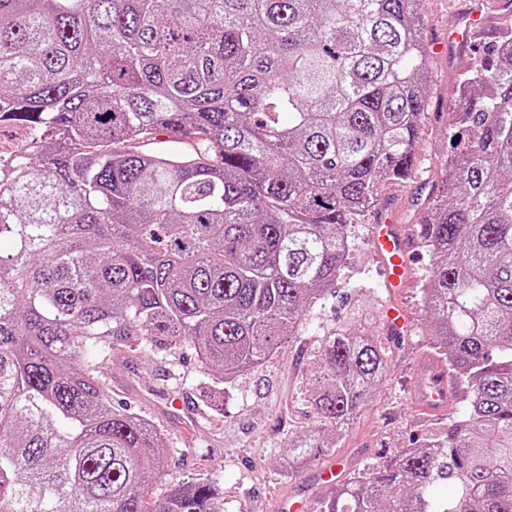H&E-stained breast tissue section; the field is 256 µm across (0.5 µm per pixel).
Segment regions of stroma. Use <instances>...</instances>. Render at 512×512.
Segmentation results:
<instances>
[{"mask_svg": "<svg viewBox=\"0 0 512 512\" xmlns=\"http://www.w3.org/2000/svg\"><path fill=\"white\" fill-rule=\"evenodd\" d=\"M475 5L485 18L482 43L449 56V29L465 8ZM421 10V37L431 81L416 162L408 180L386 185L381 193L382 201L389 203L403 224L412 223L414 214L441 188V162L451 143L449 117L458 107L454 91L462 73L484 55L492 33L512 30V11L498 8L496 0H423ZM349 239L351 256L335 297L311 311L303 336L285 344L263 366L226 383L219 401L206 397L210 378L188 347L173 350L163 360L117 351L101 367L100 376L111 389L113 402L148 418L162 433L166 467L152 485L154 496L193 477L210 481L219 490L224 512H278L279 504L289 498H317L316 473L330 462L352 469L383 463L397 449L409 447L459 416L456 408L443 416H426L411 404L414 386L425 378L435 358L420 293L428 254L418 251L414 285L400 298L413 324L407 335L398 337L385 326L384 307L390 296L385 275L369 249L366 225H351ZM356 311L370 314V321L360 329L378 337L388 350L387 377L334 448L317 460L288 466L289 439L316 423L304 399L305 380L324 337L350 325ZM175 372L180 373V382H173ZM177 393L189 398L198 411L196 418H186L168 406V397Z\"/></svg>", "mask_w": 512, "mask_h": 512, "instance_id": "1", "label": "stroma"}]
</instances>
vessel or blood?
I'll use <instances>...</instances> for the list:
<instances>
[{
  "label": "vessel or blood",
  "instance_id": "1",
  "mask_svg": "<svg viewBox=\"0 0 512 512\" xmlns=\"http://www.w3.org/2000/svg\"><path fill=\"white\" fill-rule=\"evenodd\" d=\"M414 243L415 237L410 227L398 223L394 212L386 209L379 211L370 226L369 246L386 272L385 286L392 302L386 311L385 322L395 334L406 332L410 327V317L397 299L412 280L411 255ZM427 375V383L416 386L413 391L415 409L425 414L447 411V372L442 367L432 366L428 368Z\"/></svg>",
  "mask_w": 512,
  "mask_h": 512
}]
</instances>
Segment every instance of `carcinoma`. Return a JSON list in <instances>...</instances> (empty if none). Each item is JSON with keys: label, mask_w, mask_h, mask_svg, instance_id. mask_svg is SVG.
I'll return each instance as SVG.
<instances>
[{"label": "carcinoma", "mask_w": 512, "mask_h": 512, "mask_svg": "<svg viewBox=\"0 0 512 512\" xmlns=\"http://www.w3.org/2000/svg\"><path fill=\"white\" fill-rule=\"evenodd\" d=\"M420 2L0 0V124L24 132L0 158V512H221L201 479L149 506L160 430L99 368L188 345L221 384L303 335L348 225L413 171ZM455 94L450 195L416 225L466 413L318 512H512V33ZM160 134L183 148L141 150ZM386 373L379 341L326 335L304 390L318 424L288 463L333 447Z\"/></svg>", "instance_id": "cac0c4a2"}]
</instances>
